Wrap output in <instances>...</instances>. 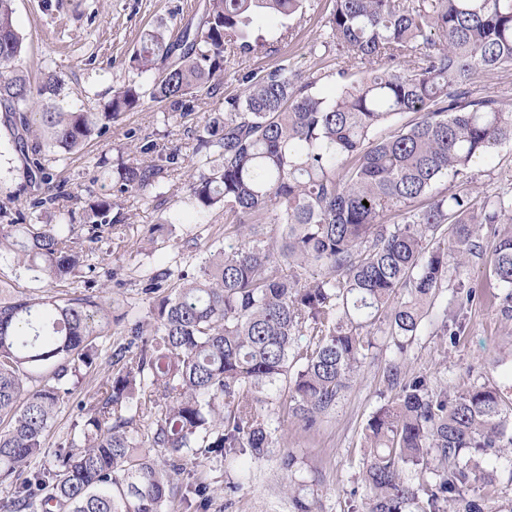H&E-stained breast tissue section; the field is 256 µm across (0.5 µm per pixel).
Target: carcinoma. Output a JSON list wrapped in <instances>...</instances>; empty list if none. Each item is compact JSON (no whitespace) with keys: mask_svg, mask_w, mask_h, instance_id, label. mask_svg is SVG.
Segmentation results:
<instances>
[{"mask_svg":"<svg viewBox=\"0 0 512 512\" xmlns=\"http://www.w3.org/2000/svg\"><path fill=\"white\" fill-rule=\"evenodd\" d=\"M13 2L0 0V111L38 215L0 224V258L51 291L0 300L8 512H207V477L180 480L190 465L260 458L278 445L294 512H316L296 487L288 427L313 429L352 388L379 322L399 353L385 378L400 389L366 426L368 512H486L480 487L492 475L479 459L512 447V403L488 386L450 396L423 377L402 383L400 371L448 267H466L487 245L489 277L512 312V235L486 243L482 234L512 224V195L480 198L471 187L474 164L512 142L506 103L474 90L512 70V0H332L311 46L336 55L332 94L317 90L324 72L285 64L248 74L244 97L224 98V116L196 131L186 183L194 208L224 216L222 235L236 243L194 225L192 240L210 242L200 264L144 271L143 294L166 290L147 322L123 303L54 289L84 282L94 245L125 224L121 196L148 199L167 168L117 163L116 197L89 195L77 220L49 164L103 137L146 96L193 111L217 90L224 58L268 51L259 17L290 19L307 0H208L179 39L157 27L129 60L157 72L154 84L119 87L103 112L64 110L50 69L35 83L22 74ZM448 180L460 190L438 188ZM392 212L399 222L388 224ZM459 287V307L482 300L476 286ZM114 327L128 341L111 353L112 371L76 398L83 424L52 465L39 463L73 399L65 380L90 372ZM280 384L288 395L262 415L258 405ZM409 464L415 483L403 477Z\"/></svg>","mask_w":512,"mask_h":512,"instance_id":"cac0c4a2","label":"carcinoma"}]
</instances>
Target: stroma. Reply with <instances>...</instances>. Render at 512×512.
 <instances>
[{"instance_id": "obj_1", "label": "stroma", "mask_w": 512, "mask_h": 512, "mask_svg": "<svg viewBox=\"0 0 512 512\" xmlns=\"http://www.w3.org/2000/svg\"><path fill=\"white\" fill-rule=\"evenodd\" d=\"M204 5L205 0H15V24L24 38L23 71L34 78L41 65H49L60 80L62 105L104 111L113 90L121 85L131 81L145 88L151 85L153 73H140L129 65L141 37L161 24L171 37H178L188 22L197 21ZM331 11V0H312L304 17L291 20L292 36L285 40L279 37L280 18H262L259 31L272 41V51L225 60L219 91L199 101L194 112L182 118L160 104L144 101L113 124L109 133L91 141L81 156L55 165L58 181L68 187L109 197L114 192L110 170L98 166L99 157H107L109 163L128 160L145 139L179 155L178 168L163 179L158 196L145 201L126 198L121 235L102 244L90 259L94 267L90 280L109 281L112 299L129 302L137 315L149 318L152 301L141 292L142 272L196 265L200 248L189 241L186 227L201 223L202 217L192 209L184 190L195 129L223 113L226 96L244 94L248 73L285 63L305 73L332 66L333 58L309 53ZM9 139L8 130L0 125V203L12 201L13 212L29 223L35 219L28 207L31 189L20 174L22 163L10 149ZM472 174V186L480 194L512 188V143L477 165ZM489 263L485 254L472 258L466 271L449 272L446 288L408 347L403 377L427 375L434 384H447L452 394L474 386L512 391V318L501 311L503 290L488 279ZM462 280L483 284L486 298L458 307L455 292ZM445 317L462 322L456 339L441 335ZM372 342L352 389L321 416L316 428L307 431L297 426L288 434V448L301 464L297 478L313 494L317 512H347L352 506L364 512L366 508L361 483L365 427L377 408L395 394L384 378L387 364L396 357L385 327H374ZM483 466L497 474L486 489L487 512H512V449L486 456ZM204 470L212 485L232 480L239 484L234 495L215 496L208 512H293L277 456L243 455L228 463L213 459Z\"/></svg>"}]
</instances>
